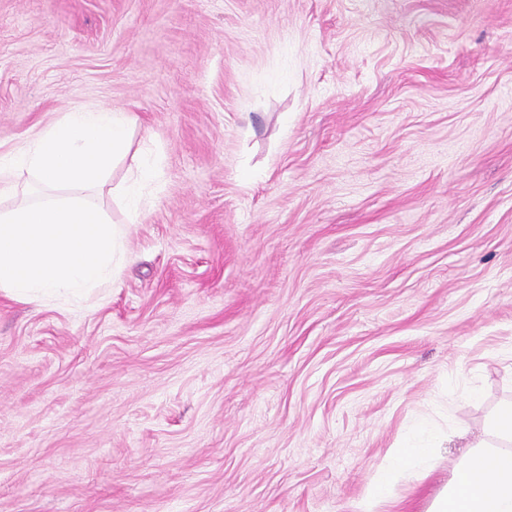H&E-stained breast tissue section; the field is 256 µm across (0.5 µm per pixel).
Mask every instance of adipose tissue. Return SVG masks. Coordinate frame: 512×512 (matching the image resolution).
<instances>
[{
	"instance_id": "ef3b65f1",
	"label": "adipose tissue",
	"mask_w": 512,
	"mask_h": 512,
	"mask_svg": "<svg viewBox=\"0 0 512 512\" xmlns=\"http://www.w3.org/2000/svg\"><path fill=\"white\" fill-rule=\"evenodd\" d=\"M155 178L149 157L135 162L123 185L115 192L122 196L130 220H137L147 201L145 189ZM441 437L429 433L425 440L408 437L393 449L379 470L369 495L382 496L386 486L405 476L413 464L430 465ZM426 512H512V401L502 405L489 419L484 436L455 464L452 476Z\"/></svg>"
}]
</instances>
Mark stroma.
<instances>
[{
    "label": "stroma",
    "mask_w": 512,
    "mask_h": 512,
    "mask_svg": "<svg viewBox=\"0 0 512 512\" xmlns=\"http://www.w3.org/2000/svg\"><path fill=\"white\" fill-rule=\"evenodd\" d=\"M99 104L157 188L0 295V512H425L512 401V0H0V151ZM441 437L436 432H430L425 441L407 437L399 448H393L387 463L379 470L371 484L369 498L372 500L384 494L386 486L394 480L405 476L414 463L432 467L431 455L434 448L440 446Z\"/></svg>",
    "instance_id": "stroma-1"
}]
</instances>
